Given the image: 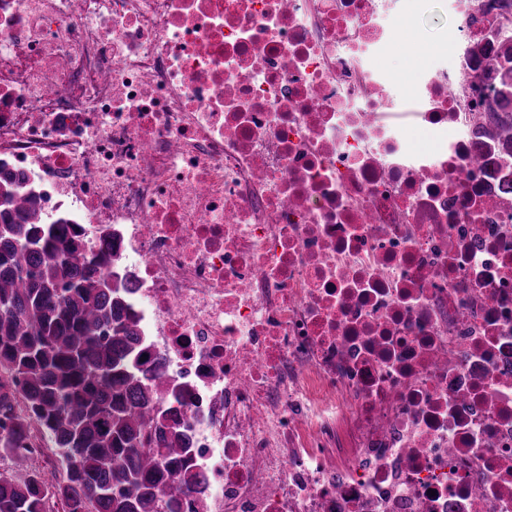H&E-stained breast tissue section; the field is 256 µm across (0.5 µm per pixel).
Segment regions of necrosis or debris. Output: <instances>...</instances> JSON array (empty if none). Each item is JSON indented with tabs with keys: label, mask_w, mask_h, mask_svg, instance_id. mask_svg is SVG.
<instances>
[{
	"label": "necrosis or debris",
	"mask_w": 512,
	"mask_h": 512,
	"mask_svg": "<svg viewBox=\"0 0 512 512\" xmlns=\"http://www.w3.org/2000/svg\"><path fill=\"white\" fill-rule=\"evenodd\" d=\"M379 76L398 0H0V172L109 239L204 476L178 512H512V145Z\"/></svg>",
	"instance_id": "4bbe7bcc"
}]
</instances>
